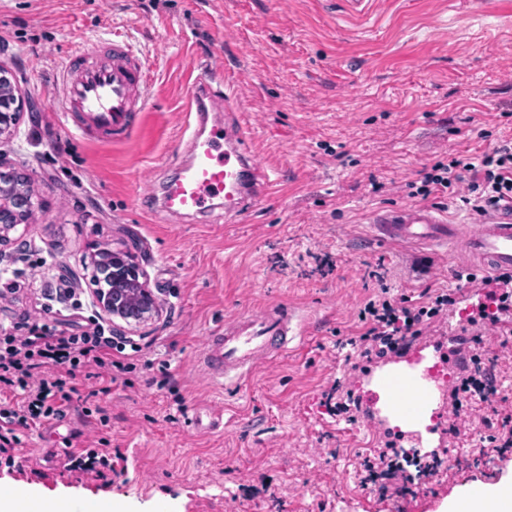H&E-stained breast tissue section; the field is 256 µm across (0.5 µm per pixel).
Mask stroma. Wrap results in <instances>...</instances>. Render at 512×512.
<instances>
[{
	"instance_id": "stroma-1",
	"label": "stroma",
	"mask_w": 512,
	"mask_h": 512,
	"mask_svg": "<svg viewBox=\"0 0 512 512\" xmlns=\"http://www.w3.org/2000/svg\"><path fill=\"white\" fill-rule=\"evenodd\" d=\"M0 67L33 114L0 137L43 203L4 252H21L0 276V323L55 318L43 293L71 275L81 325L91 306L90 258L135 249L158 297V318L131 330L128 382L98 395L107 424L78 413L33 432L0 480L56 506L108 498L113 512H439L465 485L512 474V450L483 451L501 422L493 406L466 408L459 438L445 435L448 388L439 386L429 433L447 449L414 493L363 486L362 462L393 440L423 449L420 433L381 418L330 414L334 381L361 397L388 359L352 370L345 341L382 269L395 294L460 289L461 305L407 353L435 358L483 289L461 284L439 247L373 243V214L406 203L404 186L451 153L479 154L512 139V0H0ZM129 41L150 90L129 133H63L53 78L83 42ZM222 67V91L239 105L256 162L280 179L265 201L224 221L144 208L190 159L184 132L194 59ZM317 313L295 351L263 363L235 390L199 362L211 330L274 305ZM512 401V341L487 331L479 348ZM223 408L224 429L188 426L193 408ZM116 454L102 480L63 470L69 440Z\"/></svg>"
}]
</instances>
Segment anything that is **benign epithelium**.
Here are the masks:
<instances>
[{"mask_svg": "<svg viewBox=\"0 0 512 512\" xmlns=\"http://www.w3.org/2000/svg\"><path fill=\"white\" fill-rule=\"evenodd\" d=\"M0 136L16 124L24 107L18 90L9 85L0 86ZM33 206L32 193L22 181L0 178V245L9 241V234L17 228L11 217L22 203ZM115 274L110 288L94 289L95 301L103 316L112 322V330L123 331V326L138 327L159 313V304L148 287L146 273L136 254L130 251L112 253Z\"/></svg>", "mask_w": 512, "mask_h": 512, "instance_id": "7a95c632", "label": "benign epithelium"}]
</instances>
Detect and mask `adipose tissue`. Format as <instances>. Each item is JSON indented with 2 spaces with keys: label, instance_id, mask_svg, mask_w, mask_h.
Returning a JSON list of instances; mask_svg holds the SVG:
<instances>
[{
  "label": "adipose tissue",
  "instance_id": "ef3b65f1",
  "mask_svg": "<svg viewBox=\"0 0 512 512\" xmlns=\"http://www.w3.org/2000/svg\"><path fill=\"white\" fill-rule=\"evenodd\" d=\"M379 406L391 424L404 430H425L430 423L437 392L420 370L399 365L384 369L372 381ZM446 512H512V478L494 484L466 486L445 505Z\"/></svg>",
  "mask_w": 512,
  "mask_h": 512
}]
</instances>
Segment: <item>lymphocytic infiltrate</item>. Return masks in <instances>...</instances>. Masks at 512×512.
I'll return each instance as SVG.
<instances>
[{
  "label": "lymphocytic infiltrate",
  "instance_id": "lymphocytic-infiltrate-1",
  "mask_svg": "<svg viewBox=\"0 0 512 512\" xmlns=\"http://www.w3.org/2000/svg\"><path fill=\"white\" fill-rule=\"evenodd\" d=\"M409 197L424 201L461 198L478 213L512 206V142L470 156L449 155L420 171L416 180L406 185ZM458 279L479 282L491 290L490 302L467 313L462 335L481 345L480 330L512 323V273L478 277L459 271ZM458 302L451 288L425 289L420 301L407 296H392L383 287L369 297L358 318L359 331L351 343L360 355L369 359L402 355L410 342L422 336L431 322L448 313ZM127 337L108 333L104 325L82 328L74 323L49 325L21 321L0 327V457L21 447L31 431L53 425L66 418L75 401L81 400L82 380H93L99 393H109L112 386L131 370L120 354ZM497 388L491 368L484 366L480 354H473L463 365L448 389L454 416L450 434H459L457 424L466 402L489 401ZM403 451L395 442H386L365 457L363 485L377 487L381 494L402 495L410 485L433 477L441 459L431 452L427 462L416 465L415 474H407L401 460ZM68 470L91 473L100 478L112 473V455L100 448L63 450Z\"/></svg>",
  "mask_w": 512,
  "mask_h": 512
}]
</instances>
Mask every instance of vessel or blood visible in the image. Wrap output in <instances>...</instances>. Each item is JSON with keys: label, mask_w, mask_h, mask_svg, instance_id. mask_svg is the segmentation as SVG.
Wrapping results in <instances>:
<instances>
[{"label": "vessel or blood", "mask_w": 512, "mask_h": 512, "mask_svg": "<svg viewBox=\"0 0 512 512\" xmlns=\"http://www.w3.org/2000/svg\"><path fill=\"white\" fill-rule=\"evenodd\" d=\"M93 47L78 45L56 75L54 107L71 112L84 128L122 134L149 101L143 67L128 44H113L111 58L90 62ZM210 70L198 69L186 112L191 162L165 189L164 209L171 213H210L223 204L226 222L261 204L272 185L270 172L256 164L242 125L234 118L210 120L221 93ZM374 238L381 243L454 247L462 243L460 261L485 273L512 271V211L484 214L476 231L462 233L434 208L404 205L372 216ZM312 318L298 309L272 305L212 330L200 362L220 384L246 377L259 364L277 360L311 332Z\"/></svg>", "instance_id": "vessel-or-blood-1"}]
</instances>
